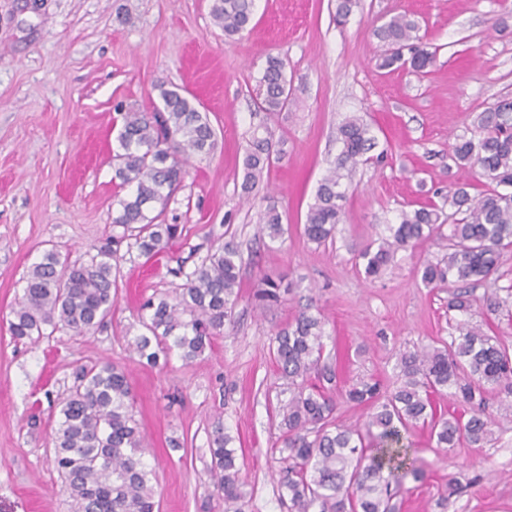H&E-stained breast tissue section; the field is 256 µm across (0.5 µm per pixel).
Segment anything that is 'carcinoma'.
I'll list each match as a JSON object with an SVG mask.
<instances>
[{
    "mask_svg": "<svg viewBox=\"0 0 512 512\" xmlns=\"http://www.w3.org/2000/svg\"><path fill=\"white\" fill-rule=\"evenodd\" d=\"M254 0H212L211 15L227 37L248 30ZM387 47L380 67L397 64L424 71L434 61L420 35L418 22L403 13L375 29ZM409 50L405 59L403 50ZM261 108L270 115L294 105L285 65L268 57L258 80ZM162 108L156 112H125L117 134L120 152L114 155L119 187L134 188L131 197L118 200L112 215V245L101 246L85 260L70 261L48 250L29 271L23 294L9 323L11 335L38 343L57 331L83 334L108 322L117 300L118 248L127 243L138 256L152 259L170 248L178 225L165 223L173 192L193 158L209 156L217 144L208 113L180 89L161 91ZM479 137L452 145L454 162L492 184L471 195L473 184L464 182L448 191V206L465 213L460 221L444 225L443 211L423 205L400 215L389 235L365 247L358 255L368 278L377 277L401 247L415 248L436 236L447 241L448 253L419 268L426 287L448 285V308L468 315L472 293L468 286L498 282L501 255L512 247V98L499 99L477 117ZM340 151L321 180L310 206L303 233L308 240L325 243L335 236L342 220L345 180L360 164L373 160L369 152L375 137L355 115L339 128ZM286 155L266 126L253 130L243 160L242 191L252 193L264 173ZM263 230L270 240L283 233V214L269 203ZM448 233H443V227ZM173 297L143 303L144 332L130 347L151 364L172 351L185 362L199 356L225 324L231 322L240 283V254L233 244L213 240L206 255L186 271ZM291 284L265 276L257 285L259 301L278 303ZM486 316L512 318V284L484 293ZM325 317L309 302L293 321L278 331L273 357L288 379L290 397L279 406L282 430L280 498L288 499L289 512H398L397 490L392 484L410 476L418 481L423 469L410 436L419 424H428L439 448L466 441L484 448L492 441L486 409L491 400L512 409V347L486 334L467 320L456 324V334L413 351L399 353L402 383L384 394L378 382L362 380L345 392L346 401L370 409L363 426L343 424L336 416V401L323 388L306 390L304 382L317 367L326 348ZM448 395L464 408L449 413L435 396ZM134 400L126 374L112 363L82 366L60 402L53 442L55 463L73 512H159L151 472L142 462L145 453ZM233 438L217 424L209 435L214 491L224 500V512H249L251 495L237 467Z\"/></svg>",
    "mask_w": 512,
    "mask_h": 512,
    "instance_id": "cac0c4a2",
    "label": "carcinoma"
}]
</instances>
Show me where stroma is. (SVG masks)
Masks as SVG:
<instances>
[{
	"mask_svg": "<svg viewBox=\"0 0 512 512\" xmlns=\"http://www.w3.org/2000/svg\"><path fill=\"white\" fill-rule=\"evenodd\" d=\"M210 5L0 0V512H72L51 438L76 371L100 361L127 374L160 512H224L211 479L209 434L218 422L235 439L251 512H287L276 410L288 382L271 344L298 306L312 298L322 309V363L342 390L362 378L394 390L398 349L447 339L460 318L447 287L416 278L420 263L443 256L442 242L398 249L371 281L357 256L402 211L443 205L451 185L475 180L452 162L451 147L477 138L476 116L512 97V0H360L342 25L336 0H255L249 31L231 39ZM404 12L437 49L422 73L379 66L384 48L374 30ZM271 55L283 59L296 99L273 117L256 100ZM172 86L199 99L217 132L214 152L190 161L169 201L181 238L151 261L124 255L105 328L57 332L35 345L14 340L12 311L44 251L74 261L112 239V213L129 194L113 178L121 111H153L160 89ZM353 114L383 157L356 170L334 239L317 244L303 223ZM260 125L284 140L286 156L247 197L244 150ZM271 198L285 217L275 241L261 221ZM220 234L243 256L232 324L192 363L175 352L154 366L140 361L129 343L142 331V302L175 294L182 280L172 268ZM265 276L292 284L269 307L255 298ZM490 413L495 440L483 448L446 450L428 428L415 430L425 477L400 487L401 512H512V412L495 405ZM452 474L462 487L438 508Z\"/></svg>",
	"mask_w": 512,
	"mask_h": 512,
	"instance_id": "obj_1",
	"label": "stroma"
}]
</instances>
